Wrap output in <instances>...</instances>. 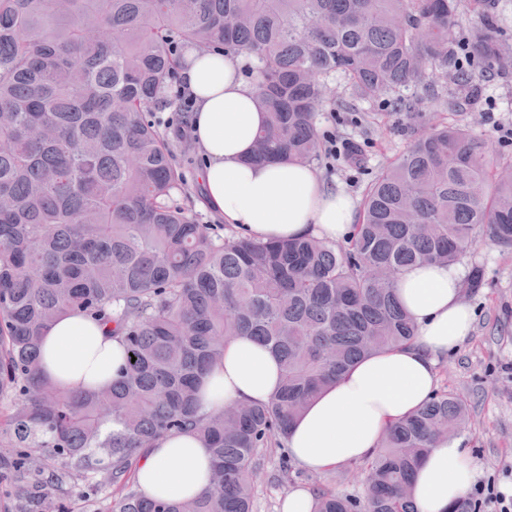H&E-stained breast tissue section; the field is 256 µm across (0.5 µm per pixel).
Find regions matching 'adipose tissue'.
Listing matches in <instances>:
<instances>
[{
  "label": "adipose tissue",
  "mask_w": 512,
  "mask_h": 512,
  "mask_svg": "<svg viewBox=\"0 0 512 512\" xmlns=\"http://www.w3.org/2000/svg\"><path fill=\"white\" fill-rule=\"evenodd\" d=\"M242 55L185 53L179 70L193 103L192 134L206 164V200L227 225L258 240L308 235L341 241L351 234L355 206L305 164H251L265 114L255 85L243 75ZM463 270L431 264L407 270L397 298L413 318V345L372 355L329 385L292 424L288 453L303 469L324 473L370 457L385 430L417 410L435 388L436 365L469 337L474 314L462 299ZM124 357L104 325L77 314L54 320L42 338L41 371L66 387L111 384ZM280 383L279 360L246 336L225 340L224 359L202 378L200 402L217 411L234 402L266 403ZM209 448L190 431L166 435L145 448L137 465L146 496L182 501L209 486ZM480 462L457 438L431 448L412 482L417 512H451L482 478Z\"/></svg>",
  "instance_id": "ef3b65f1"
}]
</instances>
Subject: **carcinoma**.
I'll return each mask as SVG.
<instances>
[{
    "instance_id": "cac0c4a2",
    "label": "carcinoma",
    "mask_w": 512,
    "mask_h": 512,
    "mask_svg": "<svg viewBox=\"0 0 512 512\" xmlns=\"http://www.w3.org/2000/svg\"><path fill=\"white\" fill-rule=\"evenodd\" d=\"M459 2L0 0V446L28 483L19 512H42L47 485L90 473L118 487L108 512H253L265 452L285 447L307 404L357 362L414 340L395 294L402 273L459 262L480 231L512 250V163H494L461 125L420 136L375 174L341 246L199 223L174 202L185 175L153 120L177 47L244 54L267 114L249 161L308 164L331 76L399 110L428 71L468 83L453 48ZM469 4L464 56L511 71L501 0ZM71 311L112 323L125 358L111 386L42 375L43 332ZM234 336L276 354L278 391L204 412L200 379ZM467 421L463 395L435 390L357 464L364 496L321 488L314 512H416L414 470ZM183 430L211 450L209 489L152 500L135 480L139 452ZM49 461L61 467L47 481Z\"/></svg>"
}]
</instances>
